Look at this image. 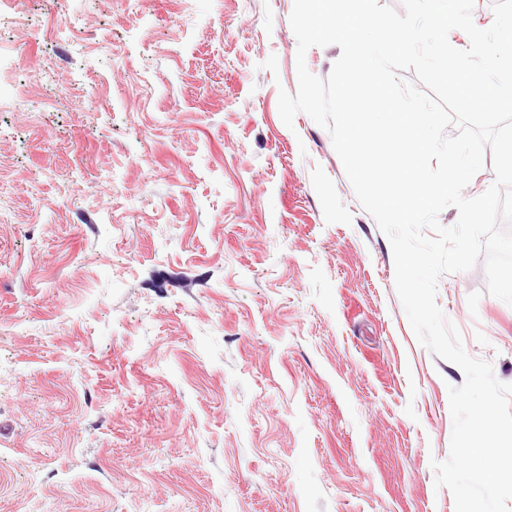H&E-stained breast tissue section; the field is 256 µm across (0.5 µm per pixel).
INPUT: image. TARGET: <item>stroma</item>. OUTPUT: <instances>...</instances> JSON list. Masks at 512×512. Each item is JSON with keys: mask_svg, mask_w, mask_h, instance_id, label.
Segmentation results:
<instances>
[{"mask_svg": "<svg viewBox=\"0 0 512 512\" xmlns=\"http://www.w3.org/2000/svg\"><path fill=\"white\" fill-rule=\"evenodd\" d=\"M292 8L0 0V512H455L431 462L464 374L328 132L280 118ZM486 285L437 303L512 384Z\"/></svg>", "mask_w": 512, "mask_h": 512, "instance_id": "obj_1", "label": "stroma"}]
</instances>
